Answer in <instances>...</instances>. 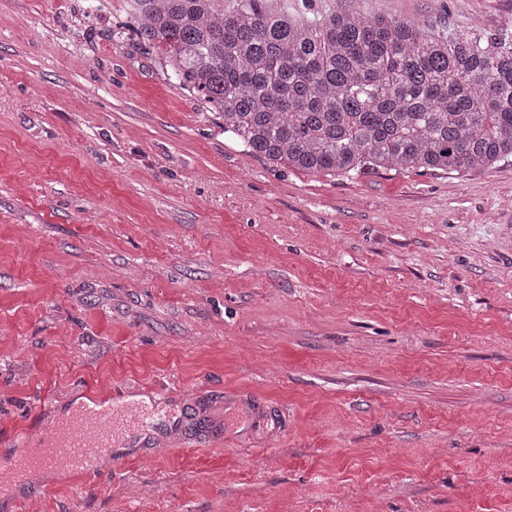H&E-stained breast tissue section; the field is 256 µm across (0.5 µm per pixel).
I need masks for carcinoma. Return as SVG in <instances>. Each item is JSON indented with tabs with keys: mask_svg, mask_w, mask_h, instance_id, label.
Returning <instances> with one entry per match:
<instances>
[{
	"mask_svg": "<svg viewBox=\"0 0 512 512\" xmlns=\"http://www.w3.org/2000/svg\"><path fill=\"white\" fill-rule=\"evenodd\" d=\"M137 40L245 151L309 173L459 172L512 160V21L437 31L338 0H128ZM267 7L272 11H279L280 9H287L288 12L302 13L308 6L314 10L325 13L337 0H312V2H305V0H265Z\"/></svg>",
	"mask_w": 512,
	"mask_h": 512,
	"instance_id": "obj_1",
	"label": "carcinoma"
}]
</instances>
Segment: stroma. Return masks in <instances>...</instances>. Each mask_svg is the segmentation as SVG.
Here are the masks:
<instances>
[{
    "instance_id": "stroma-1",
    "label": "stroma",
    "mask_w": 512,
    "mask_h": 512,
    "mask_svg": "<svg viewBox=\"0 0 512 512\" xmlns=\"http://www.w3.org/2000/svg\"><path fill=\"white\" fill-rule=\"evenodd\" d=\"M88 4L0 0V455L91 396L167 412L0 512H512V161L276 166Z\"/></svg>"
}]
</instances>
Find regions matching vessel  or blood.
I'll return each instance as SVG.
<instances>
[{
	"mask_svg": "<svg viewBox=\"0 0 512 512\" xmlns=\"http://www.w3.org/2000/svg\"><path fill=\"white\" fill-rule=\"evenodd\" d=\"M152 414L117 417L98 406H86L72 419L63 421L58 432L50 437V448L32 454H17L0 459V488L9 485L19 467L30 471L65 469L85 473L87 463L96 459L103 449L115 447L129 433L150 429Z\"/></svg>",
	"mask_w": 512,
	"mask_h": 512,
	"instance_id": "obj_1",
	"label": "vessel or blood"
}]
</instances>
